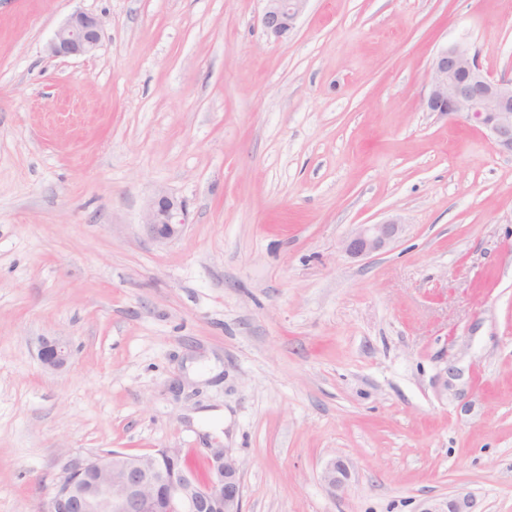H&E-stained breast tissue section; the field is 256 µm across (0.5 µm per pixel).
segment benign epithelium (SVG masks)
<instances>
[{
  "instance_id": "obj_1",
  "label": "benign epithelium",
  "mask_w": 512,
  "mask_h": 512,
  "mask_svg": "<svg viewBox=\"0 0 512 512\" xmlns=\"http://www.w3.org/2000/svg\"><path fill=\"white\" fill-rule=\"evenodd\" d=\"M261 23L276 39L295 28L308 0H263ZM104 34L102 21L84 12L73 14L48 44L51 55L65 57L94 51ZM426 107L441 115L464 114L482 128L491 147L512 154V78H495L486 71L477 52L456 42L441 48L429 70ZM182 204L165 194L155 195L144 214V224L158 241L178 237L185 226ZM402 229L397 217L377 224H360L343 241L352 257L382 250ZM72 351L59 339L41 341L39 358L50 370L64 368ZM178 448L152 454L128 455L110 451L91 457L75 456L62 468L48 500V512H243L242 483L236 458L227 448L209 449L210 477L202 483L181 465ZM352 472L341 457L328 461L322 482L343 491ZM421 512H473L469 495L436 498Z\"/></svg>"
}]
</instances>
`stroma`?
<instances>
[{
    "mask_svg": "<svg viewBox=\"0 0 512 512\" xmlns=\"http://www.w3.org/2000/svg\"><path fill=\"white\" fill-rule=\"evenodd\" d=\"M263 8L0 0V512L73 456L214 447L243 512H512V156L424 105L454 42L512 78V0H309L281 40ZM76 12L100 45L52 56ZM184 207L165 194H156L144 214V224L157 241H168L178 237L185 226ZM402 226L398 217L377 224H359L343 241V250L352 257H364L379 252L398 236ZM72 351L68 342L59 339H43L39 349V358L43 366L50 370L64 368L70 360ZM351 477L350 465L341 457L330 459L321 473L322 482L334 492L345 490ZM472 508L470 495H455L429 500L424 503L421 512H473Z\"/></svg>",
    "mask_w": 512,
    "mask_h": 512,
    "instance_id": "35a3bbf8",
    "label": "stroma"
}]
</instances>
